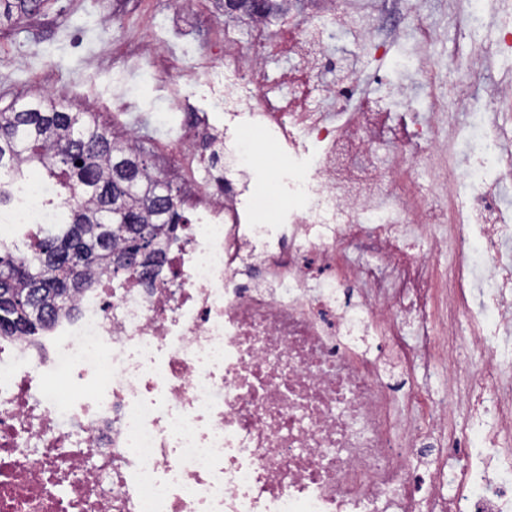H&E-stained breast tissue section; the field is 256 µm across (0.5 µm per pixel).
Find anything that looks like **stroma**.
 Listing matches in <instances>:
<instances>
[{"mask_svg":"<svg viewBox=\"0 0 512 512\" xmlns=\"http://www.w3.org/2000/svg\"><path fill=\"white\" fill-rule=\"evenodd\" d=\"M460 0H416L417 28L391 40L384 58H376L371 44L349 28H337L327 53L339 60L340 75L354 88L351 108L384 116L369 162L386 166L399 148L403 120L426 119L431 114L430 92L415 86L421 68L436 70V81L448 83V55L467 61L472 49L490 31H498L501 49L486 68L471 94L482 97L500 82L512 81V0H486L481 23L463 15ZM116 24L104 20L100 0H46L39 13L16 26L0 28V111L35 97L53 96L71 110L93 109L99 122L118 139L136 138L154 169L164 172L174 193L182 187L174 169L163 166L166 150L175 149L176 133L144 129L139 120L144 108L167 109L163 80L153 67L154 54H164L172 73L190 70L201 47L215 45L224 31L226 16L217 0H195L188 23L193 33L170 21L172 0H117ZM457 259L451 247L433 253L421 274H410L403 294L406 305L423 310L429 326H436L440 288L448 267ZM417 321L403 323L398 335L370 332L345 337L350 353L372 362L377 381L390 394L393 423L406 417L411 394L425 399L424 414L446 409L437 433L417 443L416 466L434 463L459 468L458 460L435 455L441 435L464 426L460 403L448 386V369L437 362L432 348L416 334Z\"/></svg>","mask_w":512,"mask_h":512,"instance_id":"1","label":"stroma"}]
</instances>
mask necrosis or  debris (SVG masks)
I'll return each instance as SVG.
<instances>
[{
    "instance_id": "necrosis-or-debris-1",
    "label": "necrosis or debris",
    "mask_w": 512,
    "mask_h": 512,
    "mask_svg": "<svg viewBox=\"0 0 512 512\" xmlns=\"http://www.w3.org/2000/svg\"><path fill=\"white\" fill-rule=\"evenodd\" d=\"M339 3L325 0L323 19L285 21L287 44L325 49ZM224 31L222 53L200 49L192 74L229 135L219 149L204 116L181 123L189 216L177 243L160 238L154 278L95 272L45 331L0 336V512H422L409 453L426 426L413 421L393 437L387 392L338 340L394 328L391 302L338 311L336 258L368 239L382 265H398L396 224L422 239L447 225L459 259L442 356L452 358L460 328L488 351L481 382L461 396L470 425L448 439L462 465L427 474L456 484L455 512H512V209L501 199L512 136L478 123L512 99V84L463 119L446 103L467 83L433 97L431 117L412 122L392 157L391 179L361 161L376 137L373 113L335 115L332 101H351L350 85L324 84L328 105L313 103L306 83L321 71L307 65L300 95L283 99L262 60L284 43L255 22L249 55L232 23ZM443 124L475 141L462 206L456 168L440 164ZM252 132L287 159V190L305 202L273 224L257 212L276 210L275 198L243 196L233 181L252 165ZM421 161L448 193L408 199L404 182ZM67 207L48 183H16L0 205V234L58 223ZM489 469L502 476L498 488L484 483Z\"/></svg>"
}]
</instances>
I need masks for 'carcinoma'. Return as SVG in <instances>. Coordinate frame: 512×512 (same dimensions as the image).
I'll use <instances>...</instances> for the list:
<instances>
[{"label": "carcinoma", "mask_w": 512, "mask_h": 512, "mask_svg": "<svg viewBox=\"0 0 512 512\" xmlns=\"http://www.w3.org/2000/svg\"><path fill=\"white\" fill-rule=\"evenodd\" d=\"M45 0H0V25L39 10ZM52 181L71 202L61 223L22 251L0 242V334L37 335L48 318L68 308L92 286V268L112 270V257L152 249L127 265L146 274L161 264L158 239L177 241L178 202L162 207L168 186L135 147L116 138L96 113L73 112L48 97L0 111V174L31 170Z\"/></svg>", "instance_id": "obj_1"}]
</instances>
